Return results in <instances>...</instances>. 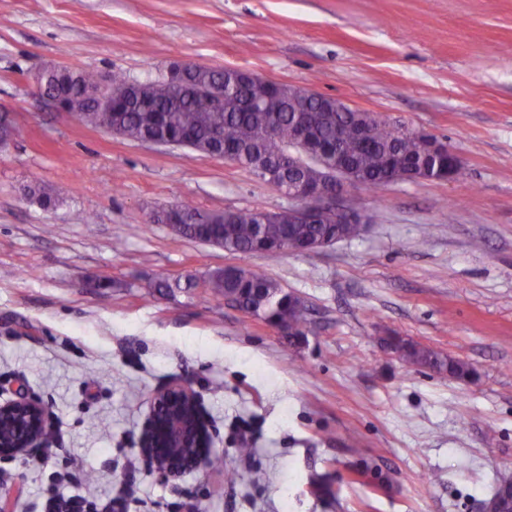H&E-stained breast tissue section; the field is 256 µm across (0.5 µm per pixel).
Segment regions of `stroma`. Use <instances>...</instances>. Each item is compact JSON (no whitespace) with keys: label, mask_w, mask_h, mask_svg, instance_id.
<instances>
[{"label":"stroma","mask_w":512,"mask_h":512,"mask_svg":"<svg viewBox=\"0 0 512 512\" xmlns=\"http://www.w3.org/2000/svg\"><path fill=\"white\" fill-rule=\"evenodd\" d=\"M175 62L379 114L447 143L469 179L348 188L365 233L312 253L181 237L151 212L289 200L223 158L88 126L31 82L47 65L147 82ZM1 106L0 403L27 391L54 421L37 458L0 460L14 512L53 489L126 512H482L512 475V0H0ZM227 266L301 297L297 346L211 295ZM392 334L477 380L405 361ZM174 380L224 465L168 483L139 438Z\"/></svg>","instance_id":"obj_1"}]
</instances>
